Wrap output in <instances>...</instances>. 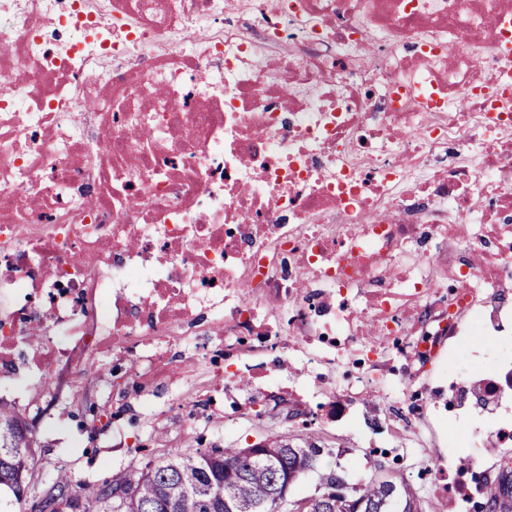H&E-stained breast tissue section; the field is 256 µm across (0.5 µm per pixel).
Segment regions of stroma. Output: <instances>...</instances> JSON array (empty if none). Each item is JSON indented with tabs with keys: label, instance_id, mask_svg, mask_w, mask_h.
I'll return each instance as SVG.
<instances>
[{
	"label": "stroma",
	"instance_id": "35a3bbf8",
	"mask_svg": "<svg viewBox=\"0 0 512 512\" xmlns=\"http://www.w3.org/2000/svg\"><path fill=\"white\" fill-rule=\"evenodd\" d=\"M111 374L96 380L75 382L69 374L56 373L50 394L35 396L26 375L0 373V401L12 406L31 423L37 438V483H47L61 466H68L77 480L97 484L111 477L113 471L139 464L141 453L137 441L154 439L157 422L153 416L134 414L121 416L119 425L128 443L112 445L111 428L85 422V409L102 403L105 389L111 388ZM285 408L256 407L254 413L232 424L214 423L212 428L190 431L186 427L169 428L161 440H154L156 453L169 457L183 454L190 445L198 443L247 446L256 437L296 433L297 428L286 421ZM309 432L324 437L333 451L339 452L340 467L348 481L369 476L375 461L382 463L419 489L425 512H445L433 486L437 466L447 464L448 451L431 449L426 460L417 456L389 450L382 458H374L370 449L361 447L355 437L340 430H322L311 424Z\"/></svg>",
	"mask_w": 512,
	"mask_h": 512
}]
</instances>
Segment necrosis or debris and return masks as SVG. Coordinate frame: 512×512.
Masks as SVG:
<instances>
[{
	"label": "necrosis or debris",
	"instance_id": "necrosis-or-debris-1",
	"mask_svg": "<svg viewBox=\"0 0 512 512\" xmlns=\"http://www.w3.org/2000/svg\"><path fill=\"white\" fill-rule=\"evenodd\" d=\"M512 0H0V365L512 469Z\"/></svg>",
	"mask_w": 512,
	"mask_h": 512
}]
</instances>
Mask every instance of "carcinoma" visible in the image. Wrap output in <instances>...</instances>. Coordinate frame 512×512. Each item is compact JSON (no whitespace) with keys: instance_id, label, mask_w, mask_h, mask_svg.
Here are the masks:
<instances>
[{"instance_id":"cac0c4a2","label":"carcinoma","mask_w":512,"mask_h":512,"mask_svg":"<svg viewBox=\"0 0 512 512\" xmlns=\"http://www.w3.org/2000/svg\"><path fill=\"white\" fill-rule=\"evenodd\" d=\"M21 415L0 401V512H24L36 469L34 447L13 444ZM276 436L252 456L243 448H191L175 458L154 457L146 447L144 461L112 473L98 486L79 483L63 466L45 492L43 503L51 512H68L72 500L81 512H284L283 479L299 483L310 472H321L320 492L298 498L295 512H424L417 489L404 478L386 486L372 474L359 483H346L331 449L313 436H302L285 447ZM348 484V496L332 489ZM119 488L114 498L104 488ZM512 473L501 478L486 497L490 512H512Z\"/></svg>"}]
</instances>
